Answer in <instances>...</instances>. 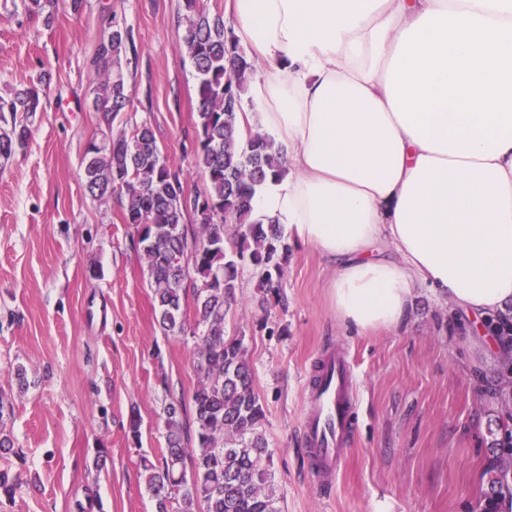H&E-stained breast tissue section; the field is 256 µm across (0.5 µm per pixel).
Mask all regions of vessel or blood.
I'll return each instance as SVG.
<instances>
[{
	"mask_svg": "<svg viewBox=\"0 0 512 512\" xmlns=\"http://www.w3.org/2000/svg\"><path fill=\"white\" fill-rule=\"evenodd\" d=\"M308 414L302 436L317 487L331 488L354 436L357 395L354 367L340 353L326 352L319 378L307 388Z\"/></svg>",
	"mask_w": 512,
	"mask_h": 512,
	"instance_id": "b4317fda",
	"label": "vessel or blood"
}]
</instances>
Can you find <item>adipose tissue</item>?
<instances>
[{"mask_svg":"<svg viewBox=\"0 0 512 512\" xmlns=\"http://www.w3.org/2000/svg\"><path fill=\"white\" fill-rule=\"evenodd\" d=\"M262 65L238 114L285 152L252 219L335 267L336 315L399 329L422 287L491 347L512 312V0H226Z\"/></svg>","mask_w":512,"mask_h":512,"instance_id":"obj_1","label":"adipose tissue"}]
</instances>
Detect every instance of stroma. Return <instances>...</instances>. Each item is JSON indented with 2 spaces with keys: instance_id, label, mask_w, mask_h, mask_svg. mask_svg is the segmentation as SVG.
I'll use <instances>...</instances> for the list:
<instances>
[{
  "instance_id": "obj_1",
  "label": "stroma",
  "mask_w": 512,
  "mask_h": 512,
  "mask_svg": "<svg viewBox=\"0 0 512 512\" xmlns=\"http://www.w3.org/2000/svg\"><path fill=\"white\" fill-rule=\"evenodd\" d=\"M112 20L131 29L136 47L121 126H151L185 192L204 187L180 0H85L77 14L59 0L49 26L22 0H0V97L39 78L49 87L25 149L0 166V386L19 364L31 382L6 425L27 486L1 499L0 512H70L90 489L101 512H155L140 460L160 457L165 402L190 401L199 380L193 339L159 330L125 199L95 201L82 178L98 133L87 61ZM283 266L279 294L265 304L252 269L241 267L229 314L264 404L282 512H480L493 435L512 428L494 394L498 353L455 328L424 288L406 327L357 333L336 317L333 270L315 247L289 240ZM328 349L352 361L358 406L346 466L320 490L301 427L306 382Z\"/></svg>"
}]
</instances>
